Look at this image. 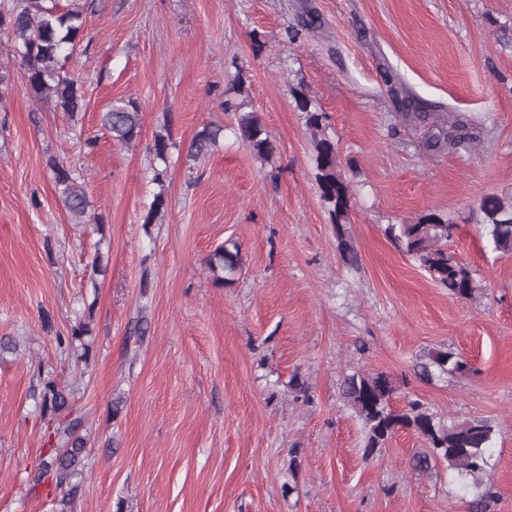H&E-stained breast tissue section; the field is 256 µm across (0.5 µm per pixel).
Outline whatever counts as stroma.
<instances>
[{"label":"stroma","mask_w":512,"mask_h":512,"mask_svg":"<svg viewBox=\"0 0 512 512\" xmlns=\"http://www.w3.org/2000/svg\"><path fill=\"white\" fill-rule=\"evenodd\" d=\"M75 3L76 117L26 94L0 29V336L18 346L0 357V512H61L64 489L32 483L54 427L37 406L44 371L85 415L71 512H467L447 464L412 469V431L365 452L339 396L355 371L390 375L394 407L488 421L484 481L493 512H512V255L492 250L477 210L481 195H512V0H59ZM308 13L320 28L289 42ZM298 84L351 184L356 269L319 196ZM410 98L473 119L479 146L426 152L425 128L402 117ZM119 99L143 108L132 146L100 123ZM243 111L260 113L271 160L239 139ZM210 123L223 141L187 159ZM166 126L162 163L151 147ZM53 159L74 171L84 217L63 207ZM161 188L166 208L142 224ZM432 210L456 226L448 250L482 284L476 301L384 233ZM228 241L243 267L225 287L205 261ZM84 319L90 334L60 349ZM439 349L466 369L421 379Z\"/></svg>","instance_id":"35a3bbf8"}]
</instances>
